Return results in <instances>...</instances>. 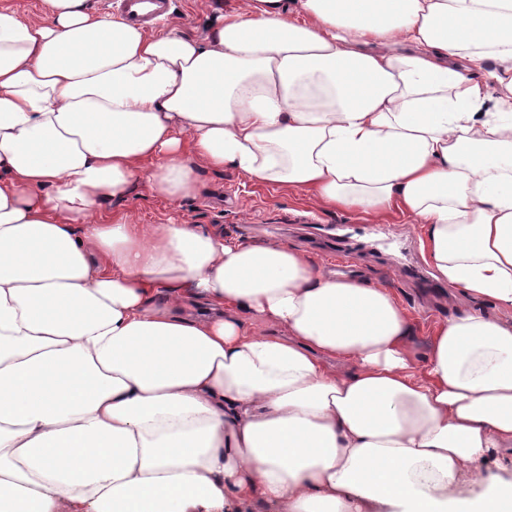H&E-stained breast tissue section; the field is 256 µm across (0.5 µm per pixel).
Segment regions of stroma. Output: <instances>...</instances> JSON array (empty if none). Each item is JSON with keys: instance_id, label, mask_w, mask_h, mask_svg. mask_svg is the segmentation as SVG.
Instances as JSON below:
<instances>
[{"instance_id": "stroma-1", "label": "stroma", "mask_w": 512, "mask_h": 512, "mask_svg": "<svg viewBox=\"0 0 512 512\" xmlns=\"http://www.w3.org/2000/svg\"><path fill=\"white\" fill-rule=\"evenodd\" d=\"M94 218L102 224H196L227 240L293 247L338 274L390 288L419 352L436 324L478 304L435 278L421 253L420 225L400 211L374 219L285 185L250 182L228 168L201 170L193 197L171 202L141 187L102 203Z\"/></svg>"}]
</instances>
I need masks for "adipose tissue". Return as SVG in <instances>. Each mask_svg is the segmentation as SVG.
<instances>
[{"instance_id": "obj_1", "label": "adipose tissue", "mask_w": 512, "mask_h": 512, "mask_svg": "<svg viewBox=\"0 0 512 512\" xmlns=\"http://www.w3.org/2000/svg\"><path fill=\"white\" fill-rule=\"evenodd\" d=\"M204 168L399 209L485 305L419 358L390 289L294 248L92 220ZM495 308L512 0H248L201 35L0 8V512H512Z\"/></svg>"}]
</instances>
